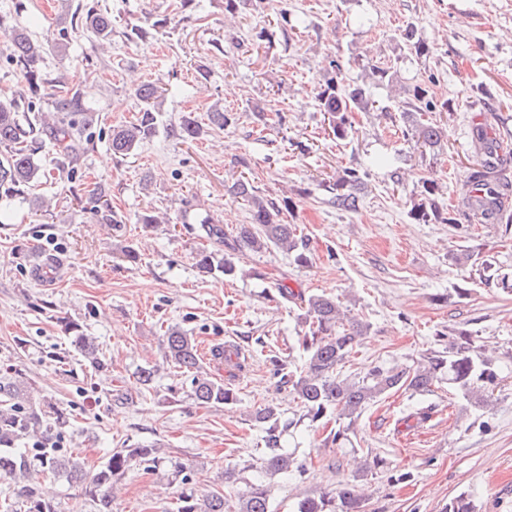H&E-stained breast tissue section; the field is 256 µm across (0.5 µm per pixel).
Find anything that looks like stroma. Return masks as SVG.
I'll list each match as a JSON object with an SVG mask.
<instances>
[{"label":"stroma","mask_w":512,"mask_h":512,"mask_svg":"<svg viewBox=\"0 0 512 512\" xmlns=\"http://www.w3.org/2000/svg\"><path fill=\"white\" fill-rule=\"evenodd\" d=\"M98 5L112 16L107 48L90 30L71 28L59 0H0V14H18L54 44L37 67L42 93L59 80L78 85L94 118L87 152L71 160L44 147L35 161L47 177L27 199L0 200V380L16 369L69 410L63 445L89 469L113 450L152 446L185 464L202 494L219 489L233 501L263 482L272 512H294L299 500L353 479L365 512H442L461 494L475 512H512V232L461 209L468 173L481 161L477 134L496 136L512 157V0H246L231 22L224 0H200L186 18L177 0ZM163 16L174 23L151 43L126 39L131 27ZM408 27L423 54L405 48ZM334 60L374 102L350 113L342 140L330 135L316 99ZM376 66L391 81L377 82ZM147 83L162 89L156 132L113 156L112 130L135 121V90ZM417 85L448 103L433 115L443 136L431 150L406 134ZM255 103L268 108L266 121ZM217 109L230 111L231 123L213 125L208 114ZM187 116L201 133L183 141L175 130ZM352 170L362 189L359 210L348 212L329 204L328 186ZM242 174L262 195L290 200L283 219L299 226L306 265L271 249L241 260L260 270L257 278L199 270L196 254L207 244L200 219L228 232L248 221L227 191ZM423 177L436 179L437 201L455 209V223L411 218ZM97 184L114 220L88 199ZM146 212L168 221L141 223ZM37 253L65 260L51 285L33 273ZM281 283L295 299L279 296ZM321 293L339 296L367 326L342 376L414 368L464 329L498 374L489 406L444 381L426 394L393 391L361 412L349 443L324 445L325 430L310 427L286 379L304 361L300 299ZM71 323L102 349L103 370L70 351ZM174 327L198 349L237 351L235 367L201 362L234 389L236 404L193 399L185 374L165 360L163 337ZM56 352L67 353L68 365L53 360ZM273 355L284 375L274 373ZM142 367L155 371L147 389L137 380ZM268 406L285 447L307 460L305 476L266 469L265 428L254 415ZM176 497L166 476L135 469L114 481L112 512H175Z\"/></svg>","instance_id":"obj_1"}]
</instances>
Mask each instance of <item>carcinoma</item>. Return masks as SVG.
Segmentation results:
<instances>
[{
    "instance_id": "obj_1",
    "label": "carcinoma",
    "mask_w": 512,
    "mask_h": 512,
    "mask_svg": "<svg viewBox=\"0 0 512 512\" xmlns=\"http://www.w3.org/2000/svg\"><path fill=\"white\" fill-rule=\"evenodd\" d=\"M170 23L167 17L147 26H135L128 33L134 41L148 43L154 31ZM84 24L100 40L112 37V18L91 5L85 10ZM0 31L9 38V61L24 75L27 93H16L0 98V197L22 198L28 188L45 175L34 162V156L48 140L53 149L69 158L78 157L90 140L89 129L93 118L85 112L80 92L61 81L48 109L39 106L37 88L41 78L35 65L49 50V45L32 38L26 27L12 16H0ZM335 76L320 88L317 99L320 110L327 114L329 126L338 139L347 137L351 130L348 113L364 112L369 102L358 86L343 84L341 65L331 62ZM141 108L137 120L112 129L111 148L114 155L125 156L136 149L156 131L161 104L159 88L143 84L135 91ZM416 101L415 117L409 135L424 148H433L441 142L437 123L425 119L428 112L448 111V103L440 105L428 98L421 86L413 88ZM175 134L193 140L200 134V126L188 117ZM472 194L464 202L468 211L478 212L481 222L494 224L500 219L501 198L512 194V181L502 173V166L483 162L468 174ZM360 177L350 171L330 186L331 203L345 211L358 208L357 186ZM419 203L414 205L413 219L422 224H452L454 218L439 207L435 200L439 192L436 180L420 179ZM230 192L247 207L250 221L231 233L220 224H202L205 237L224 245L227 253L203 250L197 254V265L203 271L215 270L226 277L237 274L239 257L276 248L293 257L294 263H308L306 244L297 235V226L284 223L282 214L288 209V200L278 204L265 199L255 190L251 180L240 176L230 186ZM305 323L308 330L299 338L305 364L299 374L289 376L293 391L305 409V416L313 424H326L336 419L338 428L326 437L333 444L349 440L355 418L375 398L400 389L424 392L439 381L461 390L473 403L487 404L486 393L494 383L495 372L488 361L476 360L470 355L468 333L457 332L443 351L426 357L425 362L407 371L387 370L375 366L363 377H340V370L356 353L358 338L367 331V325L353 319L345 323V314L339 299L326 294H313L303 299ZM70 345L92 366L100 364L99 350L92 337L77 324L67 327ZM165 357L175 367L187 373L195 400L206 405H231L236 393L221 382L199 373L197 346L186 333L171 329L164 336ZM254 420L267 425L264 439L268 450L267 468L279 473L307 472L305 460L285 450L277 426L275 408L267 407L254 415ZM62 411L43 396L35 394L32 386L18 381L0 385V480L17 483L14 500L3 503V512H62L61 502L43 490L46 482L79 484L84 490L90 512H112V481L142 466L150 471L166 467L165 457L158 448H122L111 452L92 472L64 448L58 428L65 424ZM181 484L176 512H225L224 494L218 491L197 494L188 487L190 477L185 468L174 464L171 472ZM363 496L357 484L347 481L336 490L318 497H306L297 505V512H361ZM237 512H270L268 488L256 482L242 494Z\"/></svg>"
}]
</instances>
